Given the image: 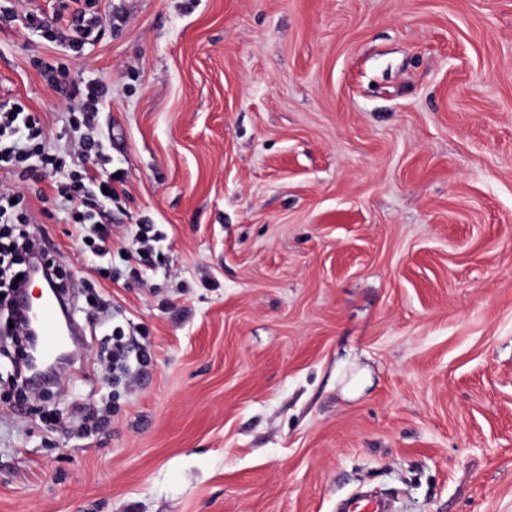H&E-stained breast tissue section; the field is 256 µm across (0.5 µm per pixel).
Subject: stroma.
Segmentation results:
<instances>
[{
	"instance_id": "35a3bbf8",
	"label": "stroma",
	"mask_w": 512,
	"mask_h": 512,
	"mask_svg": "<svg viewBox=\"0 0 512 512\" xmlns=\"http://www.w3.org/2000/svg\"><path fill=\"white\" fill-rule=\"evenodd\" d=\"M94 3L78 55L0 19V98L62 150L107 85L124 173L107 277L17 186L87 336L24 402L0 356V512H512V0Z\"/></svg>"
}]
</instances>
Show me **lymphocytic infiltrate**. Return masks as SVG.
<instances>
[{
  "label": "lymphocytic infiltrate",
  "mask_w": 512,
  "mask_h": 512,
  "mask_svg": "<svg viewBox=\"0 0 512 512\" xmlns=\"http://www.w3.org/2000/svg\"><path fill=\"white\" fill-rule=\"evenodd\" d=\"M30 26L53 41L68 43L74 53H81L88 41L100 34L104 20L97 12L75 10L69 28H61L59 15L31 12L27 15ZM109 92L102 84L85 87L84 98L77 112L71 116L74 129L81 136L72 141L66 154L49 150L45 131L39 116L31 113L15 100L0 101V170L7 171L19 180L30 179L34 172L52 179L64 213L74 224L75 238L87 245L96 257L110 255L108 242L112 238L109 228L108 205L112 201L110 186L122 181V171L86 166L89 157L105 158L102 140L93 136L97 125L98 104ZM13 186L0 184V288L16 292L19 277L28 275L29 260L40 256L44 265L57 269L58 263L42 247V235L30 223L23 203L17 202Z\"/></svg>",
  "instance_id": "1"
}]
</instances>
